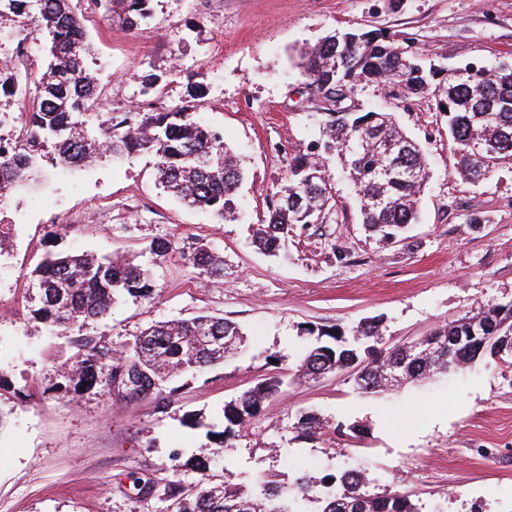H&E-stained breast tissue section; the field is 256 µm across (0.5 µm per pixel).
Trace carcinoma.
I'll use <instances>...</instances> for the list:
<instances>
[{
  "label": "carcinoma",
  "instance_id": "cac0c4a2",
  "mask_svg": "<svg viewBox=\"0 0 512 512\" xmlns=\"http://www.w3.org/2000/svg\"><path fill=\"white\" fill-rule=\"evenodd\" d=\"M112 24L127 31L151 17L152 0H94ZM14 18L17 27L45 39L46 65L33 86L19 84L16 73L0 67V91L24 95L30 105L19 113L27 135L14 152L0 155V197L16 184L36 179L42 158L78 167L85 158L98 163L136 152L156 158L158 182L186 207L211 212L220 220L233 214L234 196L244 181L240 159L224 140L203 125L197 112L204 94L205 73L193 76L189 99L156 112H128L116 122L93 111L99 96L98 77L87 66L88 45L83 18L71 0H0V20ZM303 77L309 94L322 105L324 146L336 154L359 196L361 223L383 241L395 238L418 219V201L427 180V161L420 147L385 111L339 112L342 89L364 79L391 80L420 94L429 92L438 71L397 43L387 32L337 30L305 52ZM439 106L448 113V135L456 156V172L472 184L502 168L512 169V66L479 68L450 74ZM394 146L399 159L388 176L380 174L382 149ZM329 202L324 170L301 156L290 165L286 184L269 200L270 217L258 237L261 249L277 256L293 227L315 223ZM192 264L205 275H218L224 261L200 247ZM36 308L33 318L54 330L104 318L120 299L154 298L157 286L149 266L132 260L116 262L87 252L48 251L31 274ZM475 319L495 326L494 343L448 353L429 351L418 341L386 353L379 320L351 328L304 325L315 337L301 355L295 376L311 380L346 370L362 394L402 382H422L438 374L465 371L489 355L512 363V302L486 304L432 336L448 338ZM338 334H333V331ZM245 337L238 323L201 314L149 327L131 351L106 360L89 348L85 357L63 372L73 391L89 383L108 388L122 368L134 369L160 388L187 374H197L242 351ZM282 381L268 377L238 398L224 403L223 429L207 435L222 441L260 415L280 392ZM314 413L295 425L312 438L325 429ZM165 512H419L409 495L377 493L361 469L318 477L307 473L292 483L269 472L248 487L228 472L221 483H207L191 495L180 483L164 486Z\"/></svg>",
  "mask_w": 512,
  "mask_h": 512
}]
</instances>
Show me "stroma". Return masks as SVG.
Listing matches in <instances>:
<instances>
[{
    "instance_id": "35a3bbf8",
    "label": "stroma",
    "mask_w": 512,
    "mask_h": 512,
    "mask_svg": "<svg viewBox=\"0 0 512 512\" xmlns=\"http://www.w3.org/2000/svg\"><path fill=\"white\" fill-rule=\"evenodd\" d=\"M73 5L85 17L102 115L179 104L192 74L205 72L198 117L237 150L246 179L235 215L220 221L169 197L145 153L73 171L47 158L44 187L8 197L24 223L13 254L0 259V411L9 420L0 429V512H161L169 481L188 491L199 484L183 462L206 444V424L270 376L283 379L281 393L224 441L211 467L217 479L278 470L292 481L305 470L358 467L375 492H405L421 512H512V370L497 360L371 395L343 372L294 377L308 343L301 325L379 317L387 351L480 305L512 302V170L462 180L436 98L362 80L352 109L394 112L429 162L418 223L394 244L379 242L336 156L316 148L321 108L304 90L301 53L338 29H380L440 69L510 62L512 0H152L150 18L131 32L88 0ZM144 72L160 75L154 89L142 88ZM303 154L324 167L331 199L317 223L289 236L287 258L271 257L253 236ZM156 240L171 243L168 254H150ZM202 245L223 257L221 274H199L186 260ZM52 249L149 264L157 294L49 334L29 313L30 273ZM203 312L241 326L242 357L178 381L171 394L66 391L60 370L86 345L124 352L151 324ZM304 412L329 432L299 437ZM340 421L360 434L333 432Z\"/></svg>"
}]
</instances>
